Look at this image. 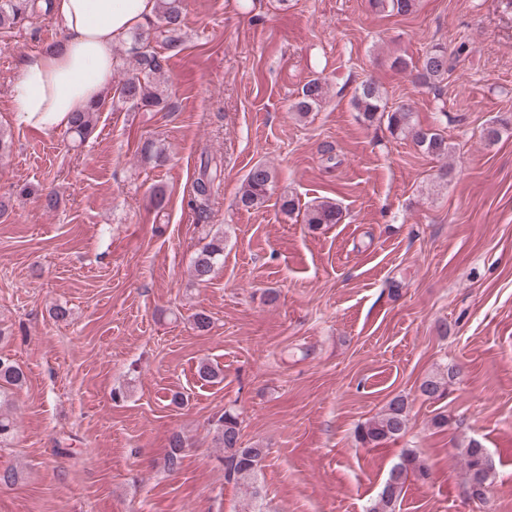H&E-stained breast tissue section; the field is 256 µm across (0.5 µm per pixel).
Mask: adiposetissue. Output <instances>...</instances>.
<instances>
[{
	"label": "adipose tissue",
	"mask_w": 512,
	"mask_h": 512,
	"mask_svg": "<svg viewBox=\"0 0 512 512\" xmlns=\"http://www.w3.org/2000/svg\"><path fill=\"white\" fill-rule=\"evenodd\" d=\"M156 10L157 0H53L62 37L23 56L12 96L18 123L65 128L73 113L100 103L118 64L117 46Z\"/></svg>",
	"instance_id": "adipose-tissue-1"
}]
</instances>
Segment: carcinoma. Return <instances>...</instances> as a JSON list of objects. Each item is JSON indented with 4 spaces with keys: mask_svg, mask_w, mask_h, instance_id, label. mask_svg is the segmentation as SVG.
Segmentation results:
<instances>
[{
    "mask_svg": "<svg viewBox=\"0 0 512 512\" xmlns=\"http://www.w3.org/2000/svg\"><path fill=\"white\" fill-rule=\"evenodd\" d=\"M417 0H379L395 15L405 16L416 9ZM51 0H0V29L21 27L25 22L50 14ZM151 32L146 34L136 30L130 34L124 53L133 61L132 73L121 84L119 98L136 108L164 109L167 107L160 79L167 71L170 53L178 50L184 38L183 0H158L155 20L150 22ZM450 71L448 47L442 43L431 45L425 52L420 69L415 74L416 81L427 88H436L448 78ZM325 96V82L321 78L309 80L301 89V95L292 106V111L304 117L318 106ZM356 111L369 121L381 115L387 119L392 133L411 137L425 153L437 157H448L452 146L448 139L429 129L417 128L412 124L411 112L404 106L386 110L379 86L372 80L360 84L353 98ZM97 107L75 114L68 126L69 133L79 140L86 139L95 127ZM508 121L496 119L484 129L483 138L487 145H493L502 137V130ZM210 161L203 162L201 172L194 184L196 196L206 199L214 191L215 178L209 174ZM274 171L267 165L257 163L247 173L238 197V205L246 210L260 207L265 203L274 184ZM342 211L330 200H321L308 207L304 222L307 224H338ZM224 260V236L214 235L206 243L192 264V277L197 282H207L215 266ZM455 372L447 368V377H430L421 385L422 393L432 399L440 396L448 381L454 379ZM25 375L9 356L0 355V444L7 441L14 431L15 420L11 403L4 385L20 387ZM407 404L403 398L393 399L383 414L361 425L357 430V440L363 445L377 446L396 438L407 430ZM217 441L224 449V478L228 481L247 482L254 476L264 449L242 446L239 415L231 410L224 411L216 421ZM185 439L174 434L169 439V451L165 457V467L175 471L181 465ZM462 457L466 470V487L471 492L482 487H490L493 464L485 448L472 440L463 449ZM426 480L429 468L415 453L408 451L391 470L382 490L369 509V512H395L403 488L409 477Z\"/></svg>",
    "mask_w": 512,
    "mask_h": 512,
    "instance_id": "cac0c4a2",
    "label": "carcinoma"
}]
</instances>
